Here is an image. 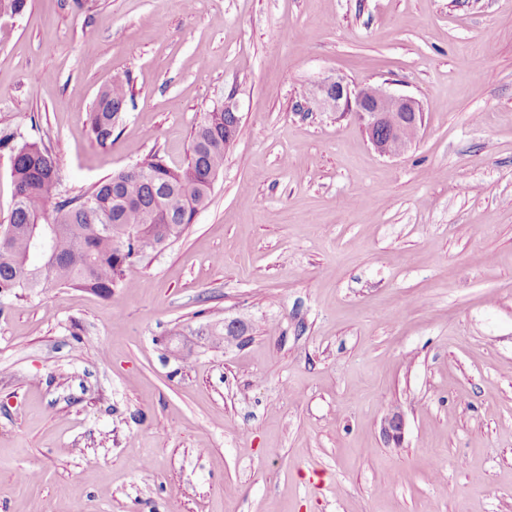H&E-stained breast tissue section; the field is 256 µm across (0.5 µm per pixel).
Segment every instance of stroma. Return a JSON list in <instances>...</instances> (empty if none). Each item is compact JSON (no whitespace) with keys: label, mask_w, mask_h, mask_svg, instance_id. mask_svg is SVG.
Returning a JSON list of instances; mask_svg holds the SVG:
<instances>
[{"label":"stroma","mask_w":512,"mask_h":512,"mask_svg":"<svg viewBox=\"0 0 512 512\" xmlns=\"http://www.w3.org/2000/svg\"><path fill=\"white\" fill-rule=\"evenodd\" d=\"M119 72L103 148L89 114ZM336 77L421 103L402 155L318 107ZM230 95L209 204L130 287L0 293V512H512V0L0 20V130L51 149L58 197L182 165ZM131 97L132 87L129 74L115 76L112 82L98 94L90 113L89 131L91 137L101 147L112 145L115 122L121 114V112L114 111L121 106L124 111L128 99Z\"/></svg>","instance_id":"obj_1"}]
</instances>
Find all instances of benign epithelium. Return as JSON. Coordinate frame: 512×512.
<instances>
[{
    "label": "benign epithelium",
    "instance_id": "7a95c632",
    "mask_svg": "<svg viewBox=\"0 0 512 512\" xmlns=\"http://www.w3.org/2000/svg\"><path fill=\"white\" fill-rule=\"evenodd\" d=\"M320 104L336 112H352L363 124L368 139L382 156L402 154L410 141L401 135L407 121L419 124L423 111L419 102L406 95H396L381 86L350 89L340 79L321 83Z\"/></svg>",
    "mask_w": 512,
    "mask_h": 512
}]
</instances>
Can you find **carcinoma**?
Segmentation results:
<instances>
[{
	"label": "carcinoma",
	"mask_w": 512,
	"mask_h": 512,
	"mask_svg": "<svg viewBox=\"0 0 512 512\" xmlns=\"http://www.w3.org/2000/svg\"><path fill=\"white\" fill-rule=\"evenodd\" d=\"M30 0H0V14L20 16ZM132 97L131 77L117 75L90 113L91 137L112 145L120 113ZM237 113L216 108L192 135L187 163L171 167L153 154L73 197H54L56 160L38 141L11 145L14 186L9 230L0 235V290L33 292L50 285L86 288L105 297L127 288L126 268L177 239L209 201L213 175L235 140ZM48 247L37 252V243Z\"/></svg>",
	"instance_id": "obj_1"
}]
</instances>
